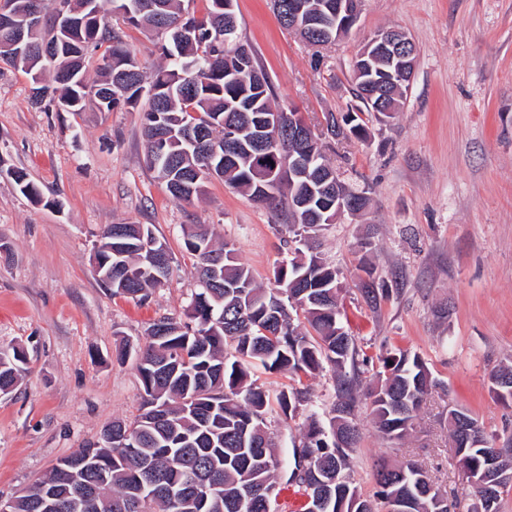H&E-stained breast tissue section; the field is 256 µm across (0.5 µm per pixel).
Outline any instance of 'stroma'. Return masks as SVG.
<instances>
[{
  "label": "stroma",
  "mask_w": 512,
  "mask_h": 512,
  "mask_svg": "<svg viewBox=\"0 0 512 512\" xmlns=\"http://www.w3.org/2000/svg\"><path fill=\"white\" fill-rule=\"evenodd\" d=\"M239 32L256 49L275 104L323 128L328 115L357 105L352 62L376 31L406 32L418 48L404 105L393 117L361 113L364 132L326 149L342 182L368 197L365 209L311 231L309 242L340 273L341 320L360 354L419 353L435 379L408 437L379 436L366 407L356 423L350 474L364 495L378 463L413 459L456 512L475 498L456 464L450 408L468 410L486 431L512 439V405L490 376L512 365V0H361L350 33L313 46L284 28L271 0H235ZM108 20L144 71L162 61L161 38ZM32 83L0 63V352L20 348L26 370L0 396V500L31 487L58 461L140 408L134 358L162 317L183 318L199 282L181 227L204 224L234 243L239 262L268 284L293 258L288 211L256 203L224 182L180 201L145 161L141 114L86 105L64 112L31 102ZM27 173L41 201L23 194ZM109 224H147L172 256L168 280L145 302L112 295L92 257ZM385 286L366 303L363 281ZM310 406L296 417L267 415L285 465L311 410L336 399L331 369L305 378Z\"/></svg>",
  "instance_id": "obj_1"
}]
</instances>
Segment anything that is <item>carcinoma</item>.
I'll list each match as a JSON object with an SVG mask.
<instances>
[{
  "instance_id": "carcinoma-1",
  "label": "carcinoma",
  "mask_w": 512,
  "mask_h": 512,
  "mask_svg": "<svg viewBox=\"0 0 512 512\" xmlns=\"http://www.w3.org/2000/svg\"><path fill=\"white\" fill-rule=\"evenodd\" d=\"M91 0L84 13L88 20L70 26L52 11L55 0H44L43 27L27 42L38 46L64 34L55 59L40 60L23 47L0 60L28 76L43 77L74 68L69 53L75 47L101 51L98 79L89 84L83 72L61 84L59 98L76 100L70 112L82 111L87 102L100 110L120 106L141 107L146 143L164 137L157 151L146 148V163L167 191L187 200L204 192L199 175L201 158L218 147L215 168L224 182L241 189L258 202L278 207L281 186L261 194L260 185L285 156L301 162L285 177L288 185L289 230L295 236L319 224H331L339 215L334 204L336 169L328 162L322 135L304 144L283 134L282 148L265 153L255 144L260 131L279 111L271 105L272 87L246 40L248 54L226 46L222 55L209 58L205 42L216 0H207L203 24L177 35H162L166 63L151 73L139 66L132 50L107 21L103 3ZM132 25L159 31L160 21L176 23L194 0H128ZM334 21L305 38L311 45L336 40ZM395 62L375 44L363 63L353 70L357 97L366 111L382 105L390 118L402 100L393 81ZM163 87L158 103L139 94L145 85ZM20 190L41 200L37 185L16 170ZM186 249L198 258L199 292L187 307L189 322L163 317L149 329L144 347L125 343L120 356L133 355L141 384L140 414L131 422L114 420L99 439L63 458L88 459L82 469L72 466L52 472L13 500L9 512H46L44 501L53 494L57 512H196L194 488L205 486V512H270L280 491L276 444L267 414L276 402L285 417L311 402L306 387L282 389L272 394L248 381L254 363L270 372L286 371L302 380L325 368L333 370L336 401L328 423L315 412L307 416L300 445L292 449L294 468L289 481L301 484L308 496L307 512H454L455 504L429 493L430 478L411 459L397 466L376 465L375 491L363 496L349 474V451L360 432L355 423L359 405L370 410L381 437L401 441L413 429L425 395L434 384L430 368L416 352L397 349L377 356L379 371L359 389L345 366L355 351L354 338L345 330L338 307L336 269L316 254L301 250L273 272L274 287L262 288L252 270L237 261L228 241L216 248L197 224L183 228ZM164 243L145 224L112 225V251L101 250L112 271L103 283L112 295L145 301L155 279V265L146 245ZM21 349L0 354V394L12 392L25 370ZM492 390L501 400H512V366L491 376ZM448 430L464 473L486 485L479 500L482 512H498L504 489L512 486V448H498L477 418L462 408L448 412ZM78 507L65 509L76 491Z\"/></svg>"
}]
</instances>
